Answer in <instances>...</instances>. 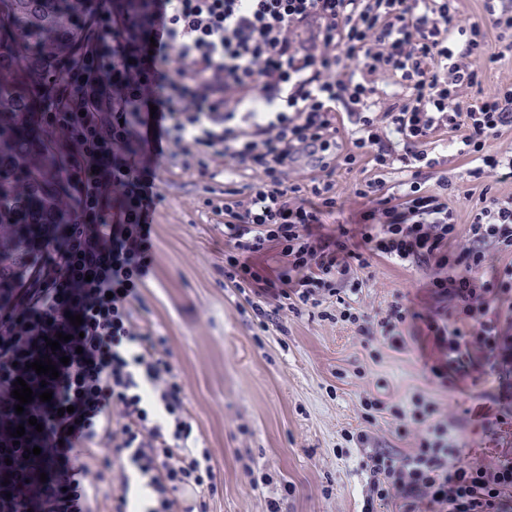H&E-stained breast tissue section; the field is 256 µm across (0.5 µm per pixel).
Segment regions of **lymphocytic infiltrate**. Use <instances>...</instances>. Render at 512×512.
I'll list each match as a JSON object with an SVG mask.
<instances>
[{
	"label": "lymphocytic infiltrate",
	"mask_w": 512,
	"mask_h": 512,
	"mask_svg": "<svg viewBox=\"0 0 512 512\" xmlns=\"http://www.w3.org/2000/svg\"><path fill=\"white\" fill-rule=\"evenodd\" d=\"M452 0H127L103 12L85 46L72 89L86 77L107 91L93 115L112 136L107 156L83 154L73 173L103 171L112 184L111 217L93 221L84 264L67 262L80 290L25 295L34 317L27 335L0 318V388L34 348L57 365L52 399L22 413L36 418L40 458L49 471L40 512H92L101 492L112 512H194L221 484L210 449L200 447L185 414L184 388L165 337L136 325L132 304L151 273V217L161 197L154 171L180 162L199 177L224 178V283L251 297L262 329L279 313L336 299L341 321L392 348L421 320L394 303L382 317L355 311L373 260L425 268L422 286L453 307L425 320L444 360L431 375L447 385L449 368L474 349L495 356L512 327V195L483 190L468 223L451 198L463 187L426 170L439 166L434 140L467 157V175L512 180V156L490 141L512 129V85L468 102L485 66L512 54V0H486L487 21L459 23ZM496 42H489V29ZM398 88L376 97L377 78ZM314 165L305 182L287 181L301 157ZM368 162L355 180L358 206L341 211L336 173ZM398 169L397 185L385 174ZM256 173V182L238 177ZM277 252V266L266 264ZM510 263L489 267L491 254ZM81 316V326L71 325ZM68 342L47 346L49 324ZM433 400L405 399L395 414L422 428L405 456L367 452L363 512L394 504L398 512H512V458L485 468L460 462L448 424Z\"/></svg>",
	"instance_id": "lymphocytic-infiltrate-1"
}]
</instances>
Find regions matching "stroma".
Returning <instances> with one entry per match:
<instances>
[{"instance_id": "35a3bbf8", "label": "stroma", "mask_w": 512, "mask_h": 512, "mask_svg": "<svg viewBox=\"0 0 512 512\" xmlns=\"http://www.w3.org/2000/svg\"><path fill=\"white\" fill-rule=\"evenodd\" d=\"M467 168V158L452 155L437 168L468 184L470 198L450 202L461 224L483 188L468 181ZM155 183L162 200L152 228L154 274L133 316L166 337L194 434L223 478L208 512H268L272 501L278 512H361L363 451L350 433L369 429L370 447L402 455L421 435L389 411L367 426V397L390 406L429 394L464 461L491 467L512 453V330L496 365L474 352L444 389L429 373L442 353L424 326L402 351L344 323L286 310L281 329L260 331L244 296L224 284V219L213 212L224 201L223 177L166 166ZM425 277L420 268L374 261L358 308L373 316L400 300L439 317L448 304L422 289ZM487 408L504 423L488 424L480 415Z\"/></svg>"}]
</instances>
